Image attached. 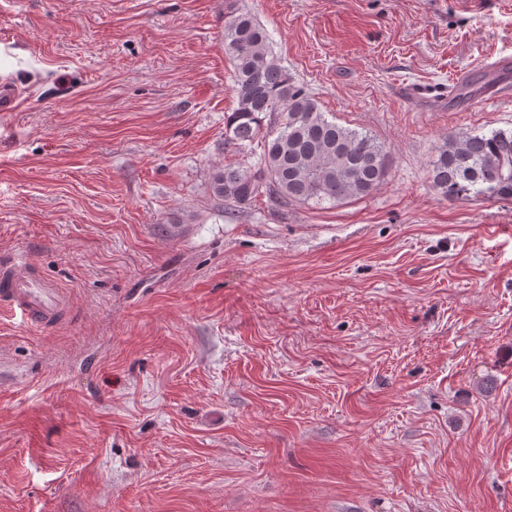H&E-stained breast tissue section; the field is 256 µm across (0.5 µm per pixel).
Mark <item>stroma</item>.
<instances>
[{"mask_svg": "<svg viewBox=\"0 0 512 512\" xmlns=\"http://www.w3.org/2000/svg\"><path fill=\"white\" fill-rule=\"evenodd\" d=\"M229 0H0V264L68 302L0 317V512H512V200L442 197L512 0H238L385 183L222 211Z\"/></svg>", "mask_w": 512, "mask_h": 512, "instance_id": "obj_1", "label": "stroma"}]
</instances>
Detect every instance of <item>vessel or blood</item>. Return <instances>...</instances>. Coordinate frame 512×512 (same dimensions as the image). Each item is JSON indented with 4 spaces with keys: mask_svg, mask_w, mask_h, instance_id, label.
I'll return each mask as SVG.
<instances>
[{
    "mask_svg": "<svg viewBox=\"0 0 512 512\" xmlns=\"http://www.w3.org/2000/svg\"><path fill=\"white\" fill-rule=\"evenodd\" d=\"M496 79L483 96L493 101L497 90L512 86V62L495 63ZM62 307V298L56 288L35 274L26 257L0 267V308L8 310L29 325L48 327Z\"/></svg>",
    "mask_w": 512,
    "mask_h": 512,
    "instance_id": "obj_1",
    "label": "vessel or blood"
}]
</instances>
